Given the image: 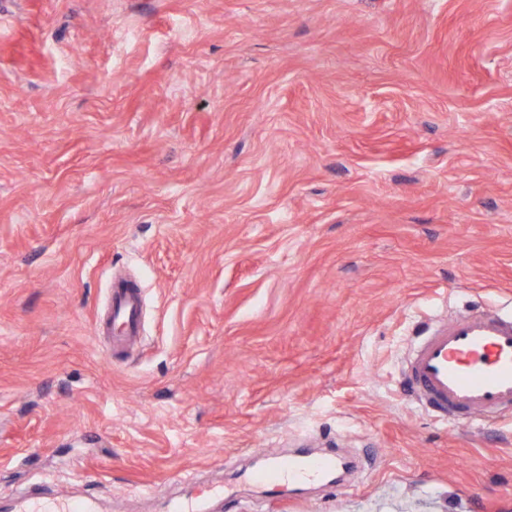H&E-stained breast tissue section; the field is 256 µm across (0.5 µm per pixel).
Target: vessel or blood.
<instances>
[{"instance_id":"vessel-or-blood-1","label":"vessel or blood","mask_w":512,"mask_h":512,"mask_svg":"<svg viewBox=\"0 0 512 512\" xmlns=\"http://www.w3.org/2000/svg\"><path fill=\"white\" fill-rule=\"evenodd\" d=\"M140 303L137 286L112 283L111 317L122 327L115 344L137 340ZM402 376L406 394L438 420L480 425L512 414V312L485 307L432 324L416 336ZM343 465L332 453L273 454L253 480L273 492L283 483L311 481ZM97 507L95 500L78 501L63 492L50 498L21 493L15 500L16 512H96Z\"/></svg>"}]
</instances>
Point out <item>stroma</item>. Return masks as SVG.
I'll return each mask as SVG.
<instances>
[{
	"label": "stroma",
	"mask_w": 512,
	"mask_h": 512,
	"mask_svg": "<svg viewBox=\"0 0 512 512\" xmlns=\"http://www.w3.org/2000/svg\"><path fill=\"white\" fill-rule=\"evenodd\" d=\"M137 351L93 338L112 271ZM512 310V0H0V512H512V417L403 394ZM337 444L345 480L255 491ZM98 503L93 499L75 500L64 492L51 498L20 493L15 500L17 512H97Z\"/></svg>",
	"instance_id": "35a3bbf8"
}]
</instances>
